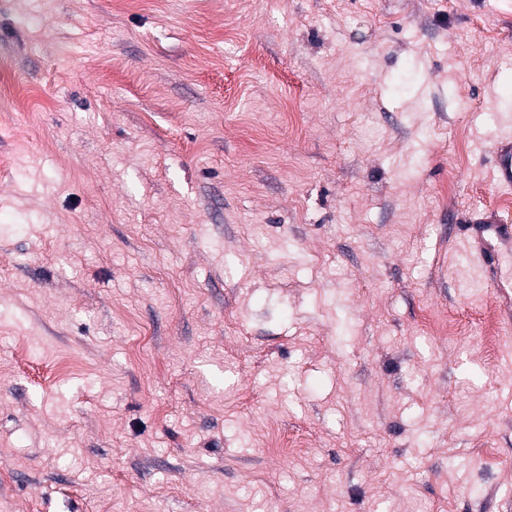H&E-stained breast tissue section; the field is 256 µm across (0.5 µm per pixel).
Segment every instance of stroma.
I'll return each mask as SVG.
<instances>
[{"label":"stroma","mask_w":512,"mask_h":512,"mask_svg":"<svg viewBox=\"0 0 512 512\" xmlns=\"http://www.w3.org/2000/svg\"><path fill=\"white\" fill-rule=\"evenodd\" d=\"M512 0H0V512H498ZM495 169L493 179L498 189L512 188V139L504 135L495 149ZM494 224H482L478 226V237L485 240L487 237L496 240L501 246L511 247L512 226L511 224H502V220L496 219Z\"/></svg>","instance_id":"stroma-1"}]
</instances>
